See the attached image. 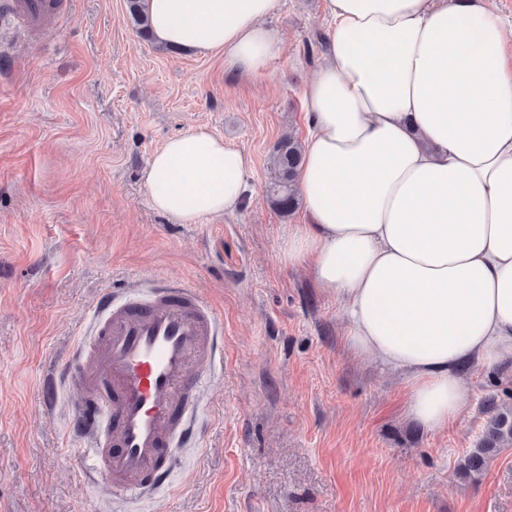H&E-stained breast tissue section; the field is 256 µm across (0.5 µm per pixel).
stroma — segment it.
I'll return each mask as SVG.
<instances>
[{"label": "stroma", "mask_w": 512, "mask_h": 512, "mask_svg": "<svg viewBox=\"0 0 512 512\" xmlns=\"http://www.w3.org/2000/svg\"><path fill=\"white\" fill-rule=\"evenodd\" d=\"M270 23L281 51L251 78L141 38L126 0H72L0 41V512H512V447L477 477L457 470L487 399L512 406V369L469 367L459 418L425 428L404 377L352 349L339 300L279 260L307 217L266 203L268 156L307 136L327 22L322 0H280ZM198 125L250 156L247 201L177 223L150 206L144 171ZM154 280L209 302L224 355L171 487L131 509L71 428L79 390L44 381L104 292Z\"/></svg>", "instance_id": "obj_1"}]
</instances>
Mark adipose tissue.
Returning <instances> with one entry per match:
<instances>
[{"mask_svg": "<svg viewBox=\"0 0 512 512\" xmlns=\"http://www.w3.org/2000/svg\"><path fill=\"white\" fill-rule=\"evenodd\" d=\"M281 262L341 300L353 349L405 376L430 429L462 412V373L512 364V37L493 0H325ZM277 0H146L157 43L267 72ZM251 159L207 127L149 159L152 207L189 222L244 207Z\"/></svg>", "mask_w": 512, "mask_h": 512, "instance_id": "adipose-tissue-1", "label": "adipose tissue"}]
</instances>
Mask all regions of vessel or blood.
Instances as JSON below:
<instances>
[{
    "label": "vessel or blood",
    "instance_id": "obj_1",
    "mask_svg": "<svg viewBox=\"0 0 512 512\" xmlns=\"http://www.w3.org/2000/svg\"><path fill=\"white\" fill-rule=\"evenodd\" d=\"M63 7L62 0H0V32L14 21L42 30ZM221 334L213 307L171 282L98 300L92 329L59 381L82 389L73 427L118 493L139 495L167 482L178 447L192 438L189 413Z\"/></svg>",
    "mask_w": 512,
    "mask_h": 512
}]
</instances>
